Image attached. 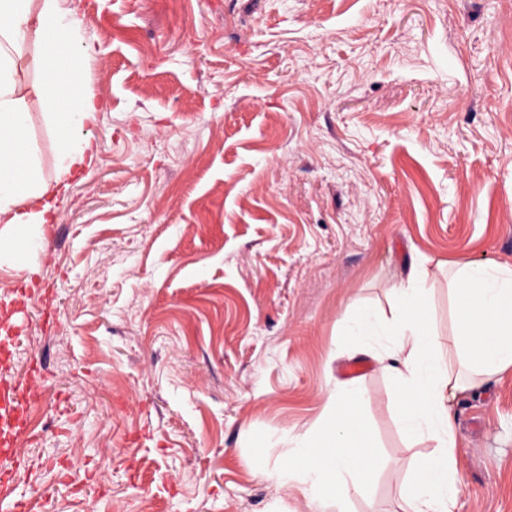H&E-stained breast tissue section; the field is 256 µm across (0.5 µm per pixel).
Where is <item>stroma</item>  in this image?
<instances>
[{
	"mask_svg": "<svg viewBox=\"0 0 512 512\" xmlns=\"http://www.w3.org/2000/svg\"><path fill=\"white\" fill-rule=\"evenodd\" d=\"M98 154L58 202L0 381L45 425L0 499L41 512H316L288 470L361 361L378 454L346 512H397L417 453L384 346L425 267L512 263V0H69ZM456 512H512V375L453 402Z\"/></svg>",
	"mask_w": 512,
	"mask_h": 512,
	"instance_id": "1",
	"label": "stroma"
}]
</instances>
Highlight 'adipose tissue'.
Here are the masks:
<instances>
[{
  "mask_svg": "<svg viewBox=\"0 0 512 512\" xmlns=\"http://www.w3.org/2000/svg\"><path fill=\"white\" fill-rule=\"evenodd\" d=\"M65 2L0 0V255L20 270L40 246L45 225L57 219L49 190L66 192L72 176L91 167L97 156L91 129L101 105L74 73L60 71L59 50H68L74 59L82 56L77 20ZM29 45L36 49L40 79L24 90L18 80L19 51ZM31 95L54 108L49 120L56 163L49 181L30 140ZM19 148L26 161L18 167L13 155ZM451 283L459 358L440 352L426 274L416 268L391 285L390 319L381 324L372 311L362 310L348 330L356 340L386 338L374 359L398 384L401 428L414 443L431 446L410 470L401 512H455L462 444L451 402L512 372V264L462 260L453 266ZM366 397L355 382L337 389L329 415L299 437L288 468L298 474L303 493L340 507L360 491V478L373 471L376 461L360 412Z\"/></svg>",
  "mask_w": 512,
  "mask_h": 512,
  "instance_id": "1",
  "label": "adipose tissue"
}]
</instances>
